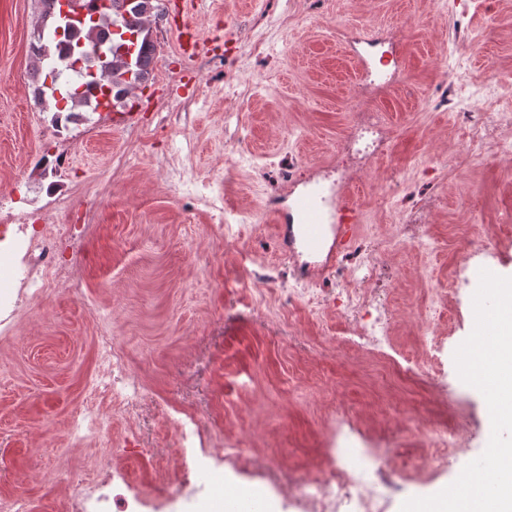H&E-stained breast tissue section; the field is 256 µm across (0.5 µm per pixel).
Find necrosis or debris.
Returning a JSON list of instances; mask_svg holds the SVG:
<instances>
[{"label": "necrosis or debris", "mask_w": 512, "mask_h": 512, "mask_svg": "<svg viewBox=\"0 0 512 512\" xmlns=\"http://www.w3.org/2000/svg\"><path fill=\"white\" fill-rule=\"evenodd\" d=\"M468 126V142L463 156L479 152L497 156V130L512 125V84H505L502 96L482 112L462 115ZM94 230L90 224H38L31 214L0 205V253L12 256L23 271L13 292L0 294V340L13 335L20 311L37 303L45 293L59 285L72 290L82 286L83 245ZM352 272L335 294L325 284L328 270L305 278L302 287H289L280 275L278 264L244 256L249 283L256 288H275L284 304L302 303L318 313L328 305L350 316L353 331L342 337V344L366 355L384 354L391 344L392 318L388 306L379 302L376 289L367 287L365 272L377 264L375 249L366 242L352 241ZM98 373L89 387V397L71 419L64 444L80 448L99 442L110 432L112 415L131 416L143 400L139 379L131 374L126 353L104 329L97 340ZM330 469L305 481L294 490L297 512H342L350 502L354 512H386L389 494L399 483L396 472L385 457L373 448H337Z\"/></svg>", "instance_id": "obj_1"}]
</instances>
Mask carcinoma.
<instances>
[{
	"instance_id": "obj_1",
	"label": "carcinoma",
	"mask_w": 512,
	"mask_h": 512,
	"mask_svg": "<svg viewBox=\"0 0 512 512\" xmlns=\"http://www.w3.org/2000/svg\"><path fill=\"white\" fill-rule=\"evenodd\" d=\"M44 20L33 32L37 43L31 46L36 59L33 83L36 92H59L58 79L63 71L52 73L43 70L42 63H56L53 47L57 41L67 43L71 60L75 63L88 57V53L104 54L107 60L95 73H73L81 76V82L95 88L99 97L110 103L124 98L129 90L151 73L155 45L149 28V17L156 6L153 0H108L110 5L98 9L96 0H75L89 10L85 21L68 20L59 13V0H41Z\"/></svg>"
}]
</instances>
